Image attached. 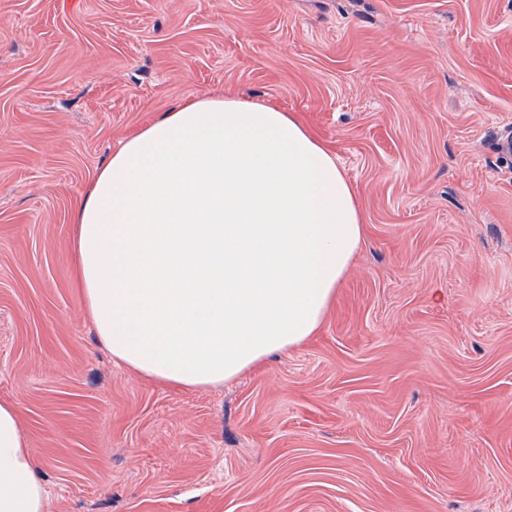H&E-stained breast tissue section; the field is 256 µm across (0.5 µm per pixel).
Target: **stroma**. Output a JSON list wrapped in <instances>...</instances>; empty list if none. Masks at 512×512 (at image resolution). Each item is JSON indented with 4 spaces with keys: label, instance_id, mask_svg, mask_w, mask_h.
Listing matches in <instances>:
<instances>
[{
    "label": "stroma",
    "instance_id": "stroma-1",
    "mask_svg": "<svg viewBox=\"0 0 512 512\" xmlns=\"http://www.w3.org/2000/svg\"><path fill=\"white\" fill-rule=\"evenodd\" d=\"M299 118L363 242L321 330L192 391L113 361L72 211L190 98ZM512 0H0V400L48 512H512Z\"/></svg>",
    "mask_w": 512,
    "mask_h": 512
}]
</instances>
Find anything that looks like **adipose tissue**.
<instances>
[{
	"label": "adipose tissue",
	"instance_id": "obj_1",
	"mask_svg": "<svg viewBox=\"0 0 512 512\" xmlns=\"http://www.w3.org/2000/svg\"><path fill=\"white\" fill-rule=\"evenodd\" d=\"M74 280L100 344L196 390L316 336L362 238L336 156L291 113L191 99L117 147L73 210ZM47 495L0 401V512Z\"/></svg>",
	"mask_w": 512,
	"mask_h": 512
}]
</instances>
